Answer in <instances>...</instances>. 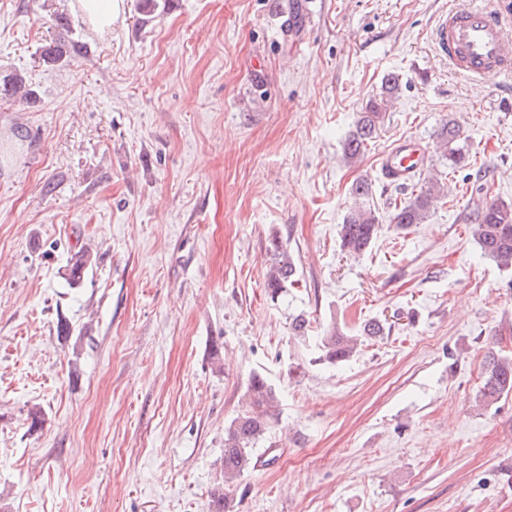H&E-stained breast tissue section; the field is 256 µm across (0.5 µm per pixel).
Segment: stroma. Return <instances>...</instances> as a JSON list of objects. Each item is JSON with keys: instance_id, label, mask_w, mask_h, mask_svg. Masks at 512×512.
Segmentation results:
<instances>
[{"instance_id": "obj_1", "label": "stroma", "mask_w": 512, "mask_h": 512, "mask_svg": "<svg viewBox=\"0 0 512 512\" xmlns=\"http://www.w3.org/2000/svg\"><path fill=\"white\" fill-rule=\"evenodd\" d=\"M288 2L147 17L117 0L97 30L71 0L64 27L0 0V71L35 93L0 101V512H209L257 372L279 394L276 459L241 477L237 512H512V395L476 397L485 352L512 354V269L472 234L485 200L512 204V81L450 70L432 40L448 0H298L314 22L297 35ZM53 38L80 47L70 65L40 61ZM390 75L377 138L346 156ZM404 140L451 194L400 230L391 205L415 190L381 162ZM360 178L379 230L355 258L339 230ZM273 233L297 268L275 301ZM87 244L96 263L69 285ZM371 319L389 333L320 361L324 330ZM460 130L453 122H448L440 133L441 144L448 153V162L450 166H458L465 162L464 155L459 149L453 147V144L460 138Z\"/></svg>"}]
</instances>
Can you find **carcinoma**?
<instances>
[{
    "label": "carcinoma",
    "instance_id": "obj_1",
    "mask_svg": "<svg viewBox=\"0 0 512 512\" xmlns=\"http://www.w3.org/2000/svg\"><path fill=\"white\" fill-rule=\"evenodd\" d=\"M79 53L76 45L64 40H54L40 47V59L48 66H65ZM398 89L397 78L388 76L384 81L383 95L371 100L357 124L356 132L347 140L345 151L349 157L360 155L369 145L380 124L388 99ZM34 92L23 74L13 71L0 74V100L24 106L33 99ZM460 138V130L452 122L440 133L441 144L448 153V162L458 166L465 162L464 155L453 144ZM440 191L430 183L418 191L406 204H394L392 223L400 227L420 224L427 217ZM378 233L377 218L371 208L364 205L352 209L340 227L342 247L354 257L371 248ZM474 238L482 252L501 267H512V208L494 199L485 201L477 210ZM268 265L265 288L271 299H277L294 282L296 267L288 246L278 236L268 239L266 246ZM95 262L92 250L74 253L67 264L68 280L80 282ZM386 334L385 323L369 320L364 323L361 336L377 338ZM359 336V337H361ZM359 337L347 336L332 328L320 337L325 359L330 363L347 360L354 354ZM512 394V356L488 350L483 359L482 381L478 396L486 405L497 403ZM245 403L241 412L224 431V475L222 482L211 494L210 512H233L239 478L253 470L260 454L258 445L267 438L279 407V395L267 379L256 373L250 377L244 393Z\"/></svg>",
    "mask_w": 512,
    "mask_h": 512
}]
</instances>
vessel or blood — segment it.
Instances as JSON below:
<instances>
[{
	"label": "vessel or blood",
	"instance_id": "obj_1",
	"mask_svg": "<svg viewBox=\"0 0 512 512\" xmlns=\"http://www.w3.org/2000/svg\"><path fill=\"white\" fill-rule=\"evenodd\" d=\"M440 53L457 70L479 80L512 78V33L493 12L467 6L450 8L435 28ZM424 164L420 144L404 141L388 151L382 168L391 179L411 180Z\"/></svg>",
	"mask_w": 512,
	"mask_h": 512
}]
</instances>
